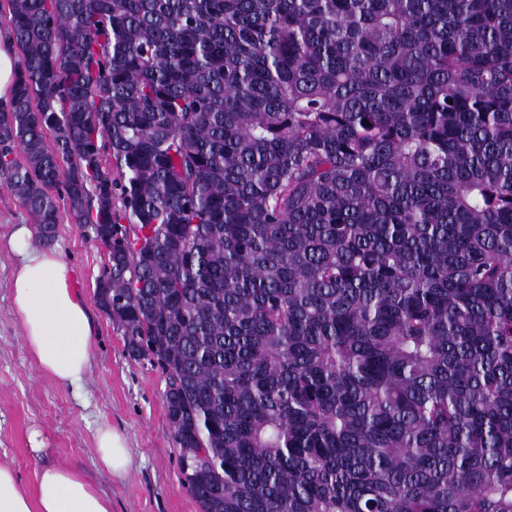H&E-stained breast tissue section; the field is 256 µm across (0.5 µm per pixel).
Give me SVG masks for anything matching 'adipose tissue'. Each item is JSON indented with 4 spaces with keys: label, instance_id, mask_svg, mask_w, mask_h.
Listing matches in <instances>:
<instances>
[{
    "label": "adipose tissue",
    "instance_id": "ef3b65f1",
    "mask_svg": "<svg viewBox=\"0 0 512 512\" xmlns=\"http://www.w3.org/2000/svg\"><path fill=\"white\" fill-rule=\"evenodd\" d=\"M8 244L17 258L12 314L25 349L47 378L80 386L91 368L93 329L85 303L68 287V262L36 247L24 225L13 229ZM94 448L102 469L120 481L128 476L132 459L123 433L98 427ZM0 512H112V501L71 466L41 467L29 491L11 466L0 464Z\"/></svg>",
    "mask_w": 512,
    "mask_h": 512
}]
</instances>
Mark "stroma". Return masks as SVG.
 <instances>
[{
    "label": "stroma",
    "mask_w": 512,
    "mask_h": 512,
    "mask_svg": "<svg viewBox=\"0 0 512 512\" xmlns=\"http://www.w3.org/2000/svg\"><path fill=\"white\" fill-rule=\"evenodd\" d=\"M21 224L41 245L38 224L0 182V463L13 467L26 489L33 488L43 465L76 467L111 498L112 512H201L181 483L164 406L165 377L148 359L128 354L120 330L98 303L106 250L67 214L52 246L72 267L71 283L90 311L92 367L81 387H66L45 377L27 354L12 315L15 258L5 244ZM103 423L126 436L132 468L125 481L97 466L93 436ZM35 430L46 442L41 454L31 449Z\"/></svg>",
    "instance_id": "1"
}]
</instances>
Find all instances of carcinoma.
<instances>
[{
  "mask_svg": "<svg viewBox=\"0 0 512 512\" xmlns=\"http://www.w3.org/2000/svg\"><path fill=\"white\" fill-rule=\"evenodd\" d=\"M7 3L0 169L203 512H512V0ZM11 44L10 41L2 42L0 39V102L10 99L15 85L18 69L17 48L13 46L12 41Z\"/></svg>",
  "mask_w": 512,
  "mask_h": 512,
  "instance_id": "1",
  "label": "carcinoma"
}]
</instances>
